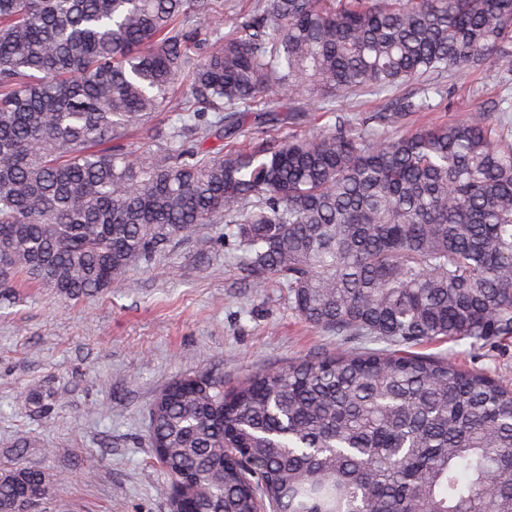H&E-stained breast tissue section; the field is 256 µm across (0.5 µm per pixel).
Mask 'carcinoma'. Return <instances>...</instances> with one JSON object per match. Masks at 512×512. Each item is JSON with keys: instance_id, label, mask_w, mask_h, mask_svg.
<instances>
[{"instance_id": "obj_1", "label": "carcinoma", "mask_w": 512, "mask_h": 512, "mask_svg": "<svg viewBox=\"0 0 512 512\" xmlns=\"http://www.w3.org/2000/svg\"><path fill=\"white\" fill-rule=\"evenodd\" d=\"M489 58L493 111L385 133L432 110L422 78ZM306 89L317 134L224 148L305 120ZM223 223L259 286L364 345L160 392L154 459L192 512H512V388L411 351L512 336V0H0V299L132 288ZM49 494L0 473V512Z\"/></svg>"}]
</instances>
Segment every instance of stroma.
Returning a JSON list of instances; mask_svg holds the SVG:
<instances>
[{
    "instance_id": "35a3bbf8",
    "label": "stroma",
    "mask_w": 512,
    "mask_h": 512,
    "mask_svg": "<svg viewBox=\"0 0 512 512\" xmlns=\"http://www.w3.org/2000/svg\"><path fill=\"white\" fill-rule=\"evenodd\" d=\"M494 79L490 61L436 76L444 96L421 122L485 108L474 89ZM242 253L223 225L208 224L133 267L135 290L65 300L32 284L16 288L14 302L0 310V471L19 460L51 477L67 474L44 512H168L169 480L153 459L148 410L181 374L203 371L229 386L258 365L359 347L301 320L285 289L242 280ZM420 351L512 386V338L485 348L447 340ZM38 394L53 398L48 416L31 411ZM22 435L28 443L19 454Z\"/></svg>"
}]
</instances>
